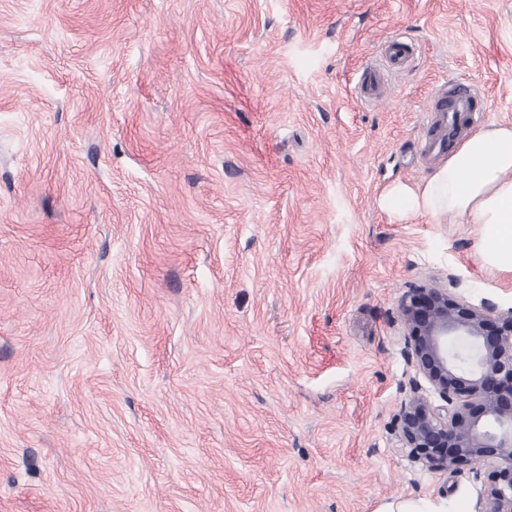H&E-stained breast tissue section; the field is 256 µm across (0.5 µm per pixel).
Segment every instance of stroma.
Segmentation results:
<instances>
[{
    "mask_svg": "<svg viewBox=\"0 0 512 512\" xmlns=\"http://www.w3.org/2000/svg\"><path fill=\"white\" fill-rule=\"evenodd\" d=\"M451 83L512 123V0H0V512H481L401 441V301L512 273L378 205ZM411 55L408 44L400 37H393L386 41L383 64L380 66H367L361 76L360 95L367 100L377 101L381 95L384 70H398L405 66Z\"/></svg>",
    "mask_w": 512,
    "mask_h": 512,
    "instance_id": "stroma-1",
    "label": "stroma"
}]
</instances>
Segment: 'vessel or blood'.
<instances>
[{"instance_id":"vessel-or-blood-1","label":"vessel or blood","mask_w":512,"mask_h":512,"mask_svg":"<svg viewBox=\"0 0 512 512\" xmlns=\"http://www.w3.org/2000/svg\"><path fill=\"white\" fill-rule=\"evenodd\" d=\"M410 55L411 50L403 39L398 37L388 39L385 43L382 65L367 66L362 73L361 96L370 101L378 100L385 69L402 68L408 63ZM476 103V95L470 87L464 85H452L448 90L436 93L426 105L431 136L425 141L424 150L444 151L449 139L459 134V120L469 119L476 110Z\"/></svg>"}]
</instances>
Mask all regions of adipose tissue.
Returning <instances> with one entry per match:
<instances>
[{
  "label": "adipose tissue",
  "instance_id": "obj_1",
  "mask_svg": "<svg viewBox=\"0 0 512 512\" xmlns=\"http://www.w3.org/2000/svg\"><path fill=\"white\" fill-rule=\"evenodd\" d=\"M379 205L396 217L477 225L481 265L512 273V124L474 131L424 182L392 186Z\"/></svg>",
  "mask_w": 512,
  "mask_h": 512
}]
</instances>
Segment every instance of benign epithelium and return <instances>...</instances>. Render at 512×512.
Masks as SVG:
<instances>
[{
	"instance_id": "obj_1",
	"label": "benign epithelium",
	"mask_w": 512,
	"mask_h": 512,
	"mask_svg": "<svg viewBox=\"0 0 512 512\" xmlns=\"http://www.w3.org/2000/svg\"><path fill=\"white\" fill-rule=\"evenodd\" d=\"M401 309L405 357L434 394L410 386L398 417L404 447L432 470L491 467L482 512H512V308L493 319L488 307L420 286Z\"/></svg>"
}]
</instances>
